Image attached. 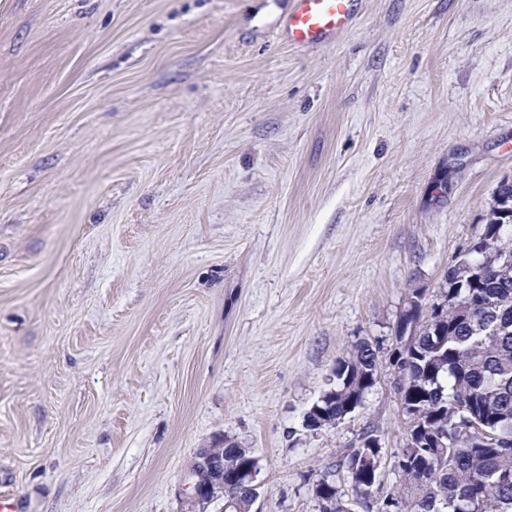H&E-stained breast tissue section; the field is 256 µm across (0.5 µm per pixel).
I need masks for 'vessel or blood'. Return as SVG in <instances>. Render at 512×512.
Listing matches in <instances>:
<instances>
[{
	"label": "vessel or blood",
	"mask_w": 512,
	"mask_h": 512,
	"mask_svg": "<svg viewBox=\"0 0 512 512\" xmlns=\"http://www.w3.org/2000/svg\"><path fill=\"white\" fill-rule=\"evenodd\" d=\"M358 0H292L285 21L288 39L314 45L342 33L351 25Z\"/></svg>",
	"instance_id": "obj_1"
}]
</instances>
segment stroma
Masks as SVG:
<instances>
[{
	"label": "stroma",
	"instance_id": "stroma-1",
	"mask_svg": "<svg viewBox=\"0 0 512 512\" xmlns=\"http://www.w3.org/2000/svg\"><path fill=\"white\" fill-rule=\"evenodd\" d=\"M291 0H0V496L16 512H222L182 487L233 441L253 512H319L363 435L400 492L388 353L512 181V0H361L288 46ZM372 344L369 340L363 339L355 343L352 349L348 352V355L341 358L336 363L334 374L336 375V384L333 386L335 389H329L323 391L320 395V400H326L327 395L336 394V406L332 408L333 416L336 417L341 413L343 405L350 399L353 390L350 387L352 383L346 385L342 381L348 375H352L353 379L367 376L370 384L365 386L364 389L374 388L376 375L372 371L373 364L369 359L371 354L367 352L372 348Z\"/></svg>",
	"mask_w": 512,
	"mask_h": 512
}]
</instances>
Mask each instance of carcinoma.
Here are the masks:
<instances>
[{"mask_svg":"<svg viewBox=\"0 0 512 512\" xmlns=\"http://www.w3.org/2000/svg\"><path fill=\"white\" fill-rule=\"evenodd\" d=\"M494 201L483 236L448 266L436 298L413 291L400 317L417 325L420 335L403 355L411 381L401 399L415 406L424 434L447 435L441 446L411 448L406 442L401 449L402 482L413 493L405 503L410 512H512V182L500 183ZM461 296L472 305L460 306ZM435 336L448 342L436 350L430 345ZM370 348L369 340H360L337 361L334 414L353 393L345 377L365 376L374 388ZM495 415L504 416L497 430L509 446L491 448L478 434L461 435L463 427ZM364 453L354 448L343 463L358 495L376 481L365 474ZM224 460L246 464L251 451L229 441ZM213 479L207 463L197 458L187 480L199 496L209 497ZM315 494L320 512H343L335 484L320 478Z\"/></svg>","mask_w":512,"mask_h":512,"instance_id":"cac0c4a2","label":"carcinoma"}]
</instances>
